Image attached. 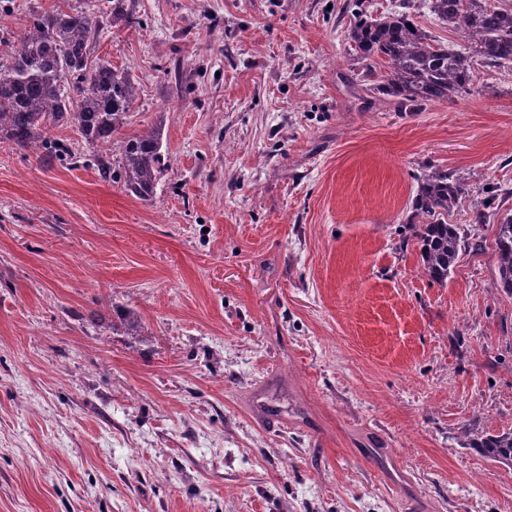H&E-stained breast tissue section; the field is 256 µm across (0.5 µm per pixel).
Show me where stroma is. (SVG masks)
I'll use <instances>...</instances> for the list:
<instances>
[{
    "instance_id": "35a3bbf8",
    "label": "stroma",
    "mask_w": 512,
    "mask_h": 512,
    "mask_svg": "<svg viewBox=\"0 0 512 512\" xmlns=\"http://www.w3.org/2000/svg\"><path fill=\"white\" fill-rule=\"evenodd\" d=\"M83 11L136 85L123 136L163 125L149 201L0 143V512H512V474L460 447L512 429V296L494 224L448 282L406 240L427 170L483 174L512 214V67L401 110L356 11L427 0H0V29ZM374 100V108L363 103ZM141 315L148 335L120 323Z\"/></svg>"
}]
</instances>
